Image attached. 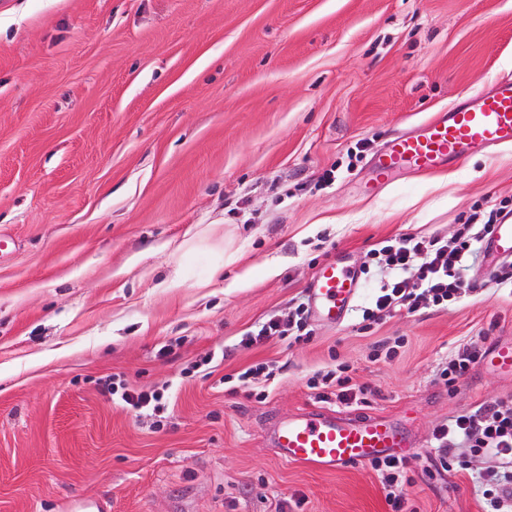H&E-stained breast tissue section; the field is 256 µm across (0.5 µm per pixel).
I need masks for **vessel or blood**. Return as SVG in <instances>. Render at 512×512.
Listing matches in <instances>:
<instances>
[{
    "label": "vessel or blood",
    "instance_id": "vessel-or-blood-1",
    "mask_svg": "<svg viewBox=\"0 0 512 512\" xmlns=\"http://www.w3.org/2000/svg\"><path fill=\"white\" fill-rule=\"evenodd\" d=\"M512 146V74L498 76L491 89L470 95L426 119L419 131L401 132L374 157L381 182L413 169L428 173L467 160L477 149ZM483 250L494 259L512 260V215L495 225ZM361 288L360 271L343 253L325 260L307 293L310 310L321 322L339 324L353 309ZM485 369L512 378V340L490 346ZM278 455L291 463L336 470L375 459L404 455L409 441L398 425L371 415L344 416L324 408L294 415L275 433Z\"/></svg>",
    "mask_w": 512,
    "mask_h": 512
}]
</instances>
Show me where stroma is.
I'll use <instances>...</instances> for the list:
<instances>
[{"label":"stroma","mask_w":512,"mask_h":512,"mask_svg":"<svg viewBox=\"0 0 512 512\" xmlns=\"http://www.w3.org/2000/svg\"><path fill=\"white\" fill-rule=\"evenodd\" d=\"M509 72L512 0H0V512H389L370 465L273 448L339 363L368 395L335 411L408 434L417 512H481L483 460L442 470L432 432L512 378L475 364L450 388L437 370L511 339L512 297L478 264L447 310L359 321L379 242L449 241L512 198V148L377 190L373 150ZM339 250L364 272L344 324L242 346ZM258 363L276 368L261 402L231 383ZM112 374L163 391V420L103 393Z\"/></svg>","instance_id":"stroma-1"}]
</instances>
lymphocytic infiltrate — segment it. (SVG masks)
I'll return each instance as SVG.
<instances>
[{
  "instance_id": "obj_1",
  "label": "lymphocytic infiltrate",
  "mask_w": 512,
  "mask_h": 512,
  "mask_svg": "<svg viewBox=\"0 0 512 512\" xmlns=\"http://www.w3.org/2000/svg\"><path fill=\"white\" fill-rule=\"evenodd\" d=\"M512 214V201L501 200L487 206L479 225L464 223L454 244L435 237L403 234L380 242L370 252L373 264L386 273L378 291L362 309V328H370L392 314L417 311L426 304L439 310L457 302L461 273L479 243L494 224ZM339 365L316 373L309 381L320 401L350 403L357 398V387ZM103 392L132 409L164 408L161 391L132 390L123 376L112 374L100 381ZM432 446L443 470L466 469L469 458L481 457L488 465L473 475L481 496L482 512H512V398L481 403L437 425ZM391 512H407L409 486L406 463L396 458L372 462Z\"/></svg>"
}]
</instances>
